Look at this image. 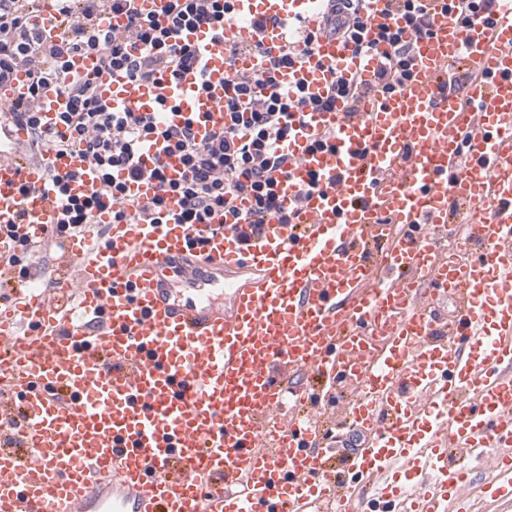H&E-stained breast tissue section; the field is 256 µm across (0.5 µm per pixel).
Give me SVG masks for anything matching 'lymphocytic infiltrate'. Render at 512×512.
<instances>
[{"label":"lymphocytic infiltrate","mask_w":512,"mask_h":512,"mask_svg":"<svg viewBox=\"0 0 512 512\" xmlns=\"http://www.w3.org/2000/svg\"><path fill=\"white\" fill-rule=\"evenodd\" d=\"M47 6L65 21L64 29L33 24L35 14ZM114 13L125 15L123 29L107 26ZM165 13L162 24L138 0H0V84L18 68L29 70L25 91L9 107L13 120L28 127L21 154L33 161L50 153L77 152L98 172L96 190L76 197L68 192L70 174L48 171L67 219L44 225V244L58 246L82 236L105 207L116 224H206L218 212L239 220L237 202L245 199L251 223L265 224L280 211L274 186L292 174L295 156L288 144L305 111L333 109L340 99L355 107L366 95L386 96L409 85L415 78L410 43L431 36L434 27L422 0H386L378 36L390 50L371 79L358 73L346 78L327 65L328 95L314 99L302 89L282 88L281 70L310 55L324 37L338 39L359 56L372 50L361 37L369 0H321L315 18L289 23L285 42L268 67L234 76L224 93V123L201 135L190 118L163 125L164 102L153 112L107 105L95 80L72 68L74 55L91 53L97 72L132 83H148L163 74L174 81L182 72L204 67L199 52L182 42L183 30L204 25L220 34L225 22L237 17L234 0H168ZM50 86L68 100L66 111L56 116L62 128L58 134L34 109ZM159 140L166 144L164 155L147 154V145ZM172 155L183 168L177 179L166 174L165 159ZM141 182L154 185L153 197L133 193V185Z\"/></svg>","instance_id":"1"}]
</instances>
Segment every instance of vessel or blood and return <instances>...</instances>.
<instances>
[{
  "instance_id": "vessel-or-blood-1",
  "label": "vessel or blood",
  "mask_w": 512,
  "mask_h": 512,
  "mask_svg": "<svg viewBox=\"0 0 512 512\" xmlns=\"http://www.w3.org/2000/svg\"><path fill=\"white\" fill-rule=\"evenodd\" d=\"M424 2L434 33L413 47L412 85L355 116L341 100L311 113L308 128H335V150L290 142L301 162L277 193L291 223L258 232L217 215L221 232L205 237L101 212L105 245L68 239L52 287L10 289L0 396L23 413H0V512H466V461L491 448L503 479L489 496L512 500V0L466 32L448 0ZM236 8L223 37L183 35L204 53L207 94L194 73L139 86L88 57L73 67L111 105L179 100L205 133L224 119V39H250V15L280 24L316 0ZM378 31L365 29L368 62L324 37L280 78L324 95L325 64L376 67L389 50ZM461 65L481 74L472 107L430 102ZM38 105L51 123L67 99L50 88ZM27 139L23 126L0 139V224L13 227L0 262L61 219L46 168L77 173V193L98 184L77 154L16 161L8 149ZM365 143L373 154L354 158ZM407 145V167L382 176ZM312 171L338 183L300 198ZM341 394L360 441L340 480L321 406Z\"/></svg>"
}]
</instances>
